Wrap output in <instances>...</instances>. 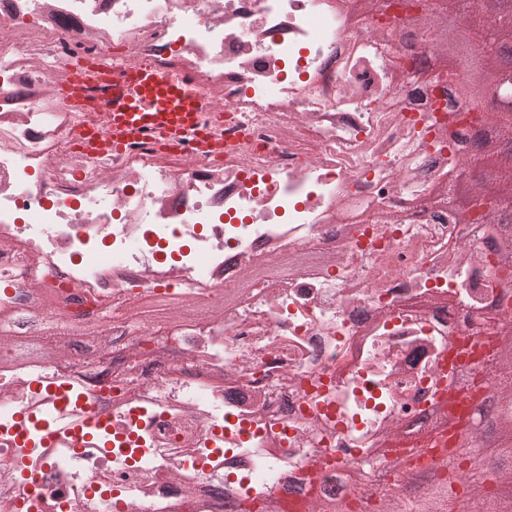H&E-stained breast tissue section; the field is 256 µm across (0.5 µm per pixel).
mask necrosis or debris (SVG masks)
<instances>
[{"label":"necrosis or debris","mask_w":512,"mask_h":512,"mask_svg":"<svg viewBox=\"0 0 512 512\" xmlns=\"http://www.w3.org/2000/svg\"><path fill=\"white\" fill-rule=\"evenodd\" d=\"M345 0H0V308L28 267L113 306L235 307L153 328L126 370L0 362V512H233L303 465L357 474L382 438L422 431L457 341L496 336L480 258L433 185L458 147L396 43ZM189 79L224 150L139 139L91 155L80 60ZM325 255L310 272L305 248ZM295 251L288 275L257 259ZM22 468L23 480L12 473Z\"/></svg>","instance_id":"obj_1"}]
</instances>
